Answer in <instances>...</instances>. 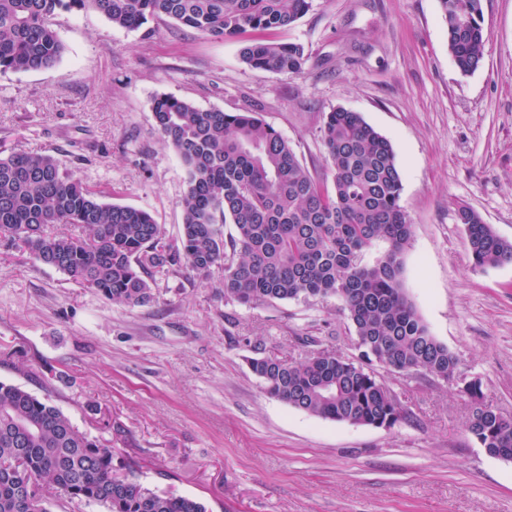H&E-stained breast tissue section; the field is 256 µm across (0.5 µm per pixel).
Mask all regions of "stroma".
Wrapping results in <instances>:
<instances>
[{"instance_id": "35a3bbf8", "label": "stroma", "mask_w": 512, "mask_h": 512, "mask_svg": "<svg viewBox=\"0 0 512 512\" xmlns=\"http://www.w3.org/2000/svg\"><path fill=\"white\" fill-rule=\"evenodd\" d=\"M481 7L488 36L468 75L448 52L438 0H312L293 26L263 34L303 46L300 75L248 67L247 33L221 40L167 18L129 31L93 10L64 13L54 68L0 76V151L55 156L104 202L149 212L173 242L186 171L156 130V96L259 112L323 181L325 113H361L401 170L404 288L459 374L512 418V265L474 268L456 218L468 205L512 240V0ZM223 281V267L200 276L184 265L129 307L0 247V382L112 446L118 475L207 512H512V461L468 433L473 406L455 383L379 369L406 410L389 429L288 407L248 360L358 357L340 299L245 306L225 299Z\"/></svg>"}]
</instances>
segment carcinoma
Masks as SVG:
<instances>
[{"label": "carcinoma", "mask_w": 512, "mask_h": 512, "mask_svg": "<svg viewBox=\"0 0 512 512\" xmlns=\"http://www.w3.org/2000/svg\"><path fill=\"white\" fill-rule=\"evenodd\" d=\"M448 51L458 70L478 69L487 31L481 0H438ZM312 0H0V75L53 67L64 45L53 20L93 9L135 30L166 16L198 33L235 38L286 29ZM243 62L273 74L303 73L304 49L254 39ZM157 131L182 161L187 189L179 239L170 243L152 216L105 203L48 154L0 157V244L20 245L105 299L143 306L154 275L185 262L200 275L224 266V297L245 305L340 298L359 358L318 351L300 362L249 359L264 391L321 419L387 429L404 416L375 374L452 377L458 358L431 334L402 283L412 224L400 205L402 176L391 142L361 113L326 114L322 137L332 188L300 162L282 135L252 111H203L161 95ZM474 267L512 264V241L472 208H457ZM50 224L86 236L53 234ZM233 226L224 237L223 227ZM468 432L492 457L512 460V420L476 406ZM114 448L79 431L56 407L0 382V512H49L50 499L96 502L107 512H206L197 499L149 488L114 473Z\"/></svg>", "instance_id": "1"}]
</instances>
